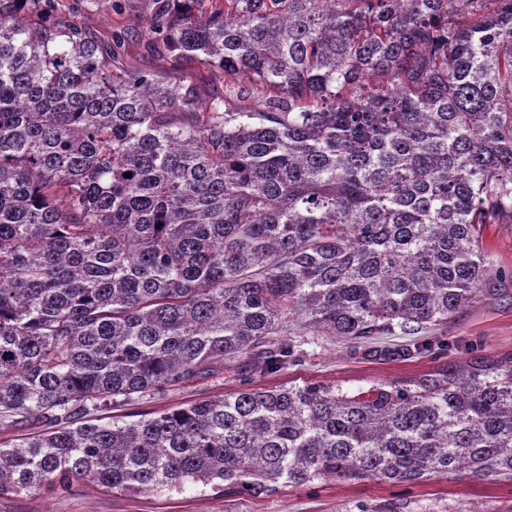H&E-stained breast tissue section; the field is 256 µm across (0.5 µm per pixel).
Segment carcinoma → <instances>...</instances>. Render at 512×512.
I'll return each instance as SVG.
<instances>
[{
  "instance_id": "obj_1",
  "label": "carcinoma",
  "mask_w": 512,
  "mask_h": 512,
  "mask_svg": "<svg viewBox=\"0 0 512 512\" xmlns=\"http://www.w3.org/2000/svg\"><path fill=\"white\" fill-rule=\"evenodd\" d=\"M151 2L154 51L237 107L120 63L59 0H0V430L33 429L0 443V496L512 481L511 356L254 384L303 332L417 359L495 291L512 0ZM226 367L250 373L229 395L99 418Z\"/></svg>"
}]
</instances>
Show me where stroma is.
<instances>
[{
  "mask_svg": "<svg viewBox=\"0 0 512 512\" xmlns=\"http://www.w3.org/2000/svg\"><path fill=\"white\" fill-rule=\"evenodd\" d=\"M71 20L82 24L97 39L108 42L121 35L119 59L163 77L171 84L194 83L204 97L224 92V78L198 63L172 66L150 50L148 0H62ZM430 352L405 363H381L355 353L351 343L333 336L291 337V355L280 371L262 377L265 385L321 383L354 391L380 382L407 379L444 363H461L474 355L512 354V282L502 295L486 294L461 310L447 326L429 333ZM238 370L197 383L175 387L163 394L122 407L120 415L134 411L173 409L187 402L217 398L239 389ZM0 512H512V483L487 481L457 474L415 485L374 480L317 479L305 485L283 484L270 495L246 492L222 495L200 484L143 495L112 492L80 480L65 489L36 495L0 496Z\"/></svg>",
  "mask_w": 512,
  "mask_h": 512,
  "instance_id": "1",
  "label": "stroma"
}]
</instances>
